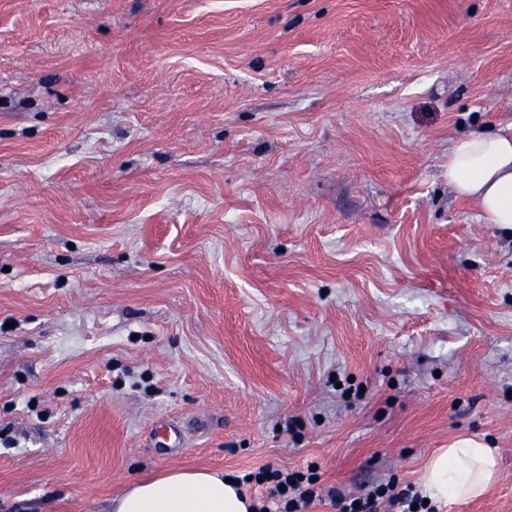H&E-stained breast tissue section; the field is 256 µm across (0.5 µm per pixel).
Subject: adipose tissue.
<instances>
[{"mask_svg":"<svg viewBox=\"0 0 512 512\" xmlns=\"http://www.w3.org/2000/svg\"><path fill=\"white\" fill-rule=\"evenodd\" d=\"M448 182L478 204L486 223L512 225V128L455 140ZM499 460L497 449L468 441L437 449L424 466L423 493L439 504L479 498L497 479ZM252 505L221 474L174 469L134 484L113 512H251Z\"/></svg>","mask_w":512,"mask_h":512,"instance_id":"ef3b65f1","label":"adipose tissue"}]
</instances>
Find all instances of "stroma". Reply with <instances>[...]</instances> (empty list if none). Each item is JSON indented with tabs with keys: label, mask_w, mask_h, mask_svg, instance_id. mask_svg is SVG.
Segmentation results:
<instances>
[{
	"label": "stroma",
	"mask_w": 512,
	"mask_h": 512,
	"mask_svg": "<svg viewBox=\"0 0 512 512\" xmlns=\"http://www.w3.org/2000/svg\"><path fill=\"white\" fill-rule=\"evenodd\" d=\"M510 125L512 0H0V512L268 464L339 512L461 441L438 512H512V228L448 182ZM499 460L498 449L468 441L438 448L424 466L423 494L439 504L477 499L497 479Z\"/></svg>",
	"instance_id": "stroma-1"
}]
</instances>
